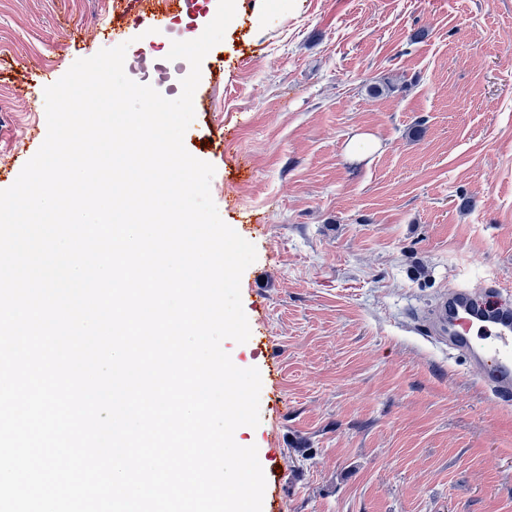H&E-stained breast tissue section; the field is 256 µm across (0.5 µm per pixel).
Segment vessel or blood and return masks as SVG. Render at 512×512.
<instances>
[{"label":"vessel or blood","mask_w":512,"mask_h":512,"mask_svg":"<svg viewBox=\"0 0 512 512\" xmlns=\"http://www.w3.org/2000/svg\"><path fill=\"white\" fill-rule=\"evenodd\" d=\"M422 320L432 338L466 356L480 388L512 401V300L498 284L479 294L454 288Z\"/></svg>","instance_id":"vessel-or-blood-1"}]
</instances>
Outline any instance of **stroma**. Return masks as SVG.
<instances>
[{
  "instance_id": "1",
  "label": "stroma",
  "mask_w": 512,
  "mask_h": 512,
  "mask_svg": "<svg viewBox=\"0 0 512 512\" xmlns=\"http://www.w3.org/2000/svg\"><path fill=\"white\" fill-rule=\"evenodd\" d=\"M112 2L0 0V190L46 137L47 86L145 50ZM194 108L220 217L266 227L241 298L270 353L223 348L281 367L237 430L281 512H512V406L419 319L451 286L512 294V0H270L206 55Z\"/></svg>"
}]
</instances>
